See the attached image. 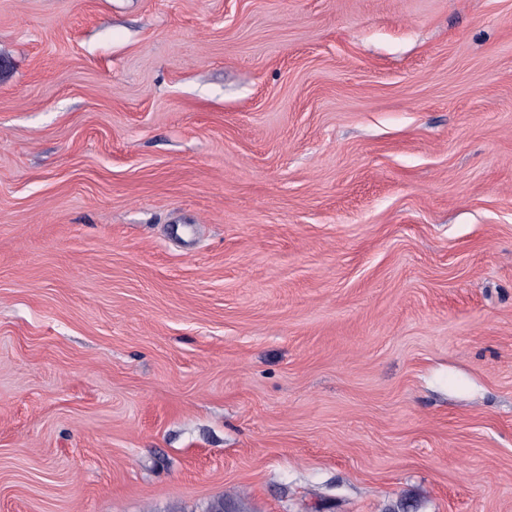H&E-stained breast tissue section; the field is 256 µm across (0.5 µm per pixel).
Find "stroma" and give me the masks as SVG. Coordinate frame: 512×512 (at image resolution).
<instances>
[{"label":"stroma","instance_id":"stroma-1","mask_svg":"<svg viewBox=\"0 0 512 512\" xmlns=\"http://www.w3.org/2000/svg\"><path fill=\"white\" fill-rule=\"evenodd\" d=\"M0 512H512V0H0Z\"/></svg>","mask_w":512,"mask_h":512}]
</instances>
